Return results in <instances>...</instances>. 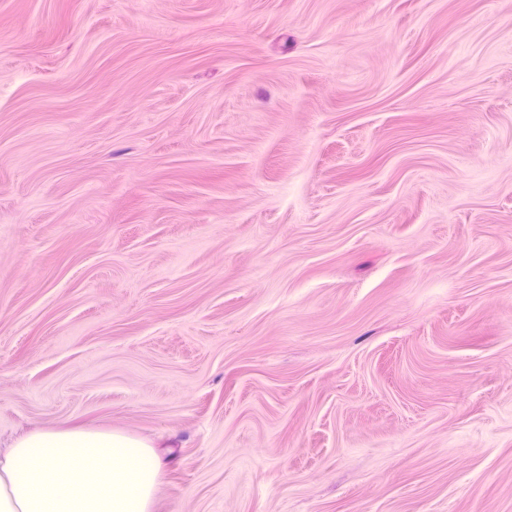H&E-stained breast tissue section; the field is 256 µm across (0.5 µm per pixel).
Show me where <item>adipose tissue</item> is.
<instances>
[{
  "label": "adipose tissue",
  "instance_id": "ef3b65f1",
  "mask_svg": "<svg viewBox=\"0 0 512 512\" xmlns=\"http://www.w3.org/2000/svg\"><path fill=\"white\" fill-rule=\"evenodd\" d=\"M163 472L151 442L118 431H31L0 454V512H152Z\"/></svg>",
  "mask_w": 512,
  "mask_h": 512
}]
</instances>
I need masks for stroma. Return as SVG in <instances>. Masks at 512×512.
Returning a JSON list of instances; mask_svg holds the SVG:
<instances>
[{"label": "stroma", "instance_id": "1", "mask_svg": "<svg viewBox=\"0 0 512 512\" xmlns=\"http://www.w3.org/2000/svg\"><path fill=\"white\" fill-rule=\"evenodd\" d=\"M68 426L153 512H512V0H0V453Z\"/></svg>", "mask_w": 512, "mask_h": 512}]
</instances>
